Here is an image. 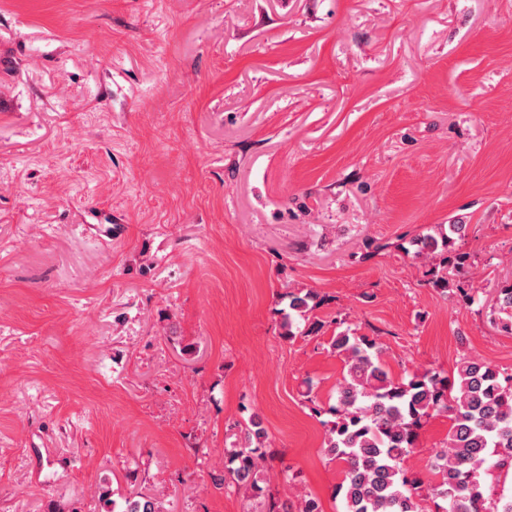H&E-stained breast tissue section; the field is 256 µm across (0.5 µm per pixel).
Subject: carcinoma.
<instances>
[{"mask_svg": "<svg viewBox=\"0 0 512 512\" xmlns=\"http://www.w3.org/2000/svg\"><path fill=\"white\" fill-rule=\"evenodd\" d=\"M464 224H450L440 236L427 235L415 242L418 257L431 255L438 263L429 270L435 288L450 286L448 271H459L466 254L456 250ZM288 322L285 336L296 320L308 323L306 335L322 323L310 320L321 304L318 295L286 293ZM498 329L512 333V283L497 291ZM331 346L344 357L335 417L325 441L330 460L343 465L341 493L344 512H427L420 489L425 481L408 475L405 461L415 448L427 419L445 414L451 422L447 445L435 452L429 471L440 476L431 488L435 512H512V496L490 500L482 487L492 470L512 466V374H503L485 361L463 357L456 375L434 369L393 378L382 361L377 339L349 329L332 338ZM224 450L220 485L231 483L267 501L266 512H322L319 501L305 498L299 505L276 497L260 476L267 454L266 433L257 417L239 425ZM123 512H161L157 499L134 493Z\"/></svg>", "mask_w": 512, "mask_h": 512, "instance_id": "obj_1", "label": "carcinoma"}]
</instances>
